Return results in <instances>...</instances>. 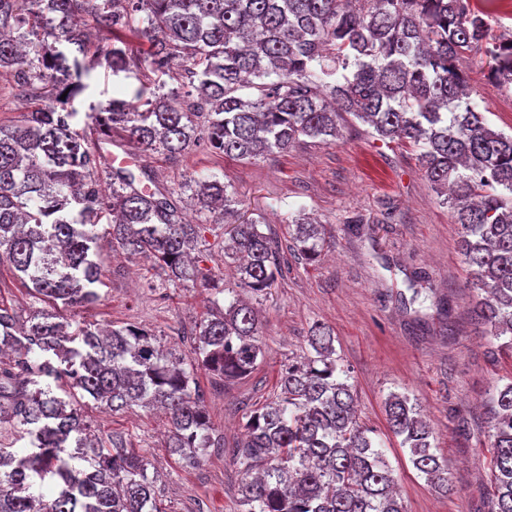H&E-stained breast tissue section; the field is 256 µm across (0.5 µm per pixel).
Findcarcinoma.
Returning a JSON list of instances; mask_svg holds the SVG:
<instances>
[{
    "mask_svg": "<svg viewBox=\"0 0 512 512\" xmlns=\"http://www.w3.org/2000/svg\"><path fill=\"white\" fill-rule=\"evenodd\" d=\"M88 16L112 75L146 61L156 78L92 108L81 126L74 102L90 72L79 58ZM131 35L149 43L146 53ZM477 53L489 58L490 78L512 86V40L501 41L470 0H0V69L45 101L21 125H0V263L49 306L26 321L0 306V352L13 353L0 359V432L6 424L17 432L0 442V512H161L148 461L130 438L96 435L79 400L164 409L167 447L191 467L222 440L197 370L241 380L263 356L257 310L238 291L258 298L283 276L264 220L227 232L219 258L239 290L220 304L225 289L191 256L214 228L183 220L174 192L144 168H110L112 192H102V149L114 133L144 156L206 144L256 160L302 136L336 139L345 112L383 140L412 142L454 210L470 286L484 292L477 322L512 351V135L492 129L470 98L458 63ZM177 56L187 65L168 90L162 77ZM184 188L200 215L226 216L238 204L218 179ZM288 234L301 259L321 256L319 225L298 218ZM112 243L152 259L165 288L214 290L192 331L193 360L135 324L67 332L62 312L99 299V257ZM307 343L303 361L282 370L274 399L245 415L232 455L244 512H404L383 449L356 419L334 336L316 324ZM490 406L497 512H512V382L495 388ZM385 413L413 467L450 492L417 403L392 393Z\"/></svg>",
    "mask_w": 512,
    "mask_h": 512,
    "instance_id": "cac0c4a2",
    "label": "carcinoma"
}]
</instances>
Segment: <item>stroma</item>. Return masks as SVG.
<instances>
[{"instance_id": "35a3bbf8", "label": "stroma", "mask_w": 512, "mask_h": 512, "mask_svg": "<svg viewBox=\"0 0 512 512\" xmlns=\"http://www.w3.org/2000/svg\"><path fill=\"white\" fill-rule=\"evenodd\" d=\"M98 39L85 59L93 68L77 99L80 113L138 88L137 77H113L97 61ZM472 97L494 130L512 134V88L487 78L486 57L463 63ZM36 106L16 88L11 72L0 71V124L15 125ZM335 143L301 137L284 152L240 161L204 146L178 158L155 154L147 168L158 182L177 190L190 178L216 177L234 189L247 217H265L279 243L287 270L259 299L264 356L250 376L222 381L198 371L197 382L224 445L209 449L194 468L183 467L165 448L164 417L140 407L86 411L100 435L128 433L145 456L157 483L163 512H242L237 489L241 473L231 462L243 437L245 413L260 407L276 389L277 376L306 351L317 323L335 337L336 355L351 371L360 422L373 429L398 481L405 512H494L487 437L488 398L512 382V359L490 357L497 342L482 332L473 309L481 293L470 288L458 246L453 211L434 192L405 140L385 142L352 116L340 123ZM322 225L324 252L315 262L298 259L289 247L288 226L297 213ZM100 300L82 308L91 323H136L154 332L165 347L191 357V330L205 312L209 292L201 285L153 287L151 260L127 259L119 246L102 251ZM425 288L413 305H403L408 281ZM0 304L27 319L43 309L0 265ZM416 399L448 466L451 494L436 490L412 466L409 451L389 429L384 403L389 394Z\"/></svg>"}]
</instances>
